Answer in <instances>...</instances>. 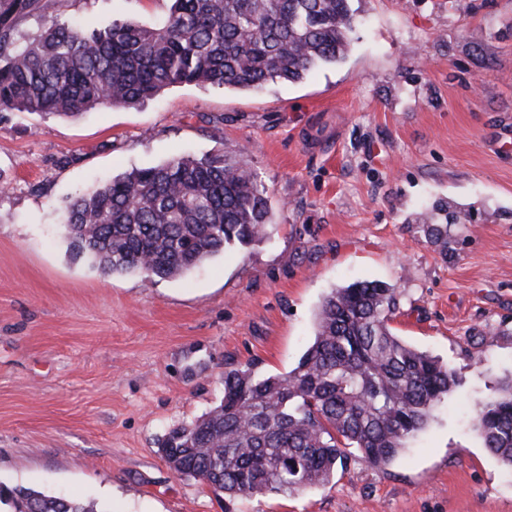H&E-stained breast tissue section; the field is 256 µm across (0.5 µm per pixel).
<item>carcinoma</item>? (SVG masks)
<instances>
[{"mask_svg": "<svg viewBox=\"0 0 512 512\" xmlns=\"http://www.w3.org/2000/svg\"><path fill=\"white\" fill-rule=\"evenodd\" d=\"M61 0H0V112L74 117L130 106L178 85L251 90L302 81L348 52L358 18L350 0H171L154 24L80 28L60 19ZM43 20L18 36L19 22ZM71 252L107 275L147 282L185 275L268 235L272 212L247 167L222 156H175L112 176L65 209ZM448 250V225L429 224ZM396 289L376 281L333 289L314 341L286 375L224 372L208 413L166 431L158 445L180 476L228 501L292 495L328 484L356 455L388 465L457 381L439 359L395 335ZM484 447L512 468V377L477 415ZM7 512H96L42 492L0 485Z\"/></svg>", "mask_w": 512, "mask_h": 512, "instance_id": "carcinoma-1", "label": "carcinoma"}]
</instances>
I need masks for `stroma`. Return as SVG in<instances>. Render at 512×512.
I'll use <instances>...</instances> for the list:
<instances>
[{
  "label": "stroma",
  "mask_w": 512,
  "mask_h": 512,
  "mask_svg": "<svg viewBox=\"0 0 512 512\" xmlns=\"http://www.w3.org/2000/svg\"><path fill=\"white\" fill-rule=\"evenodd\" d=\"M336 64L259 91L169 88L73 118L0 114V483L98 512H512V469L473 419L512 374V0H352ZM166 0H63L62 20L154 23ZM241 160L268 237L190 274L106 275L62 208L174 156ZM459 215L448 248L422 226ZM381 281L391 322L457 379L382 469L350 458L291 496L225 502L157 440L219 404L224 373L285 374L332 289Z\"/></svg>",
  "instance_id": "35a3bbf8"
}]
</instances>
